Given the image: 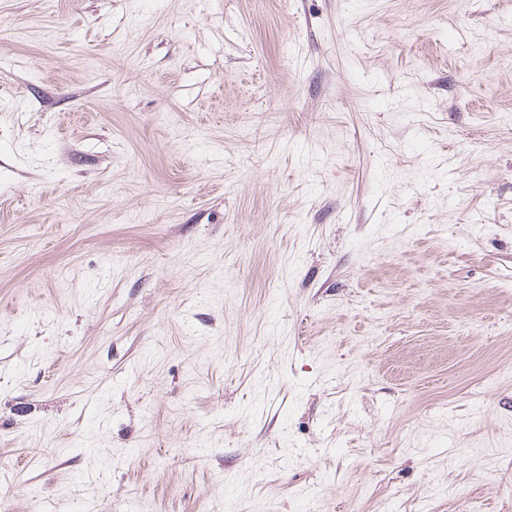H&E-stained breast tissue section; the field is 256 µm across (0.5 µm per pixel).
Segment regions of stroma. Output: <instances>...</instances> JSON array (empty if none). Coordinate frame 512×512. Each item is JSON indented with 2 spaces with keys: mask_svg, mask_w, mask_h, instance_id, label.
I'll list each match as a JSON object with an SVG mask.
<instances>
[{
  "mask_svg": "<svg viewBox=\"0 0 512 512\" xmlns=\"http://www.w3.org/2000/svg\"><path fill=\"white\" fill-rule=\"evenodd\" d=\"M512 0H0V512H512Z\"/></svg>",
  "mask_w": 512,
  "mask_h": 512,
  "instance_id": "stroma-1",
  "label": "stroma"
}]
</instances>
